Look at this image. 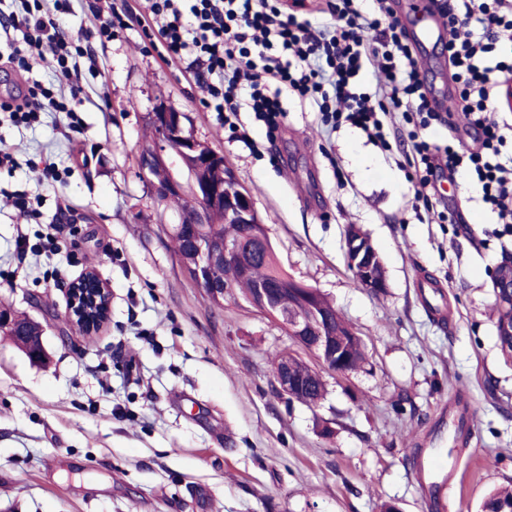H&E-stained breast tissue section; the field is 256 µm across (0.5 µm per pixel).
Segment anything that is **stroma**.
Returning a JSON list of instances; mask_svg holds the SVG:
<instances>
[{"label":"stroma","mask_w":512,"mask_h":512,"mask_svg":"<svg viewBox=\"0 0 512 512\" xmlns=\"http://www.w3.org/2000/svg\"><path fill=\"white\" fill-rule=\"evenodd\" d=\"M126 2L125 28L95 48L76 130L52 112L30 126L0 114V137L18 146L16 168L0 170V309L39 323L46 352L32 361L0 333V512H479L512 481V364L492 316V275L512 257V236H496L480 186L461 172L443 181L457 221L427 224L402 156L350 126L331 129L310 106L287 102L273 138L247 111L228 127L144 37L138 0ZM412 47L429 57L426 85L448 100L446 125L428 136L475 146L443 43ZM162 100L251 191L282 268L362 338L363 368L323 371L318 406L277 388L271 354L300 351L285 328L238 290L211 302L183 268L173 209L136 166ZM47 163L59 181L41 180ZM18 192L37 199L39 218H18ZM62 200L71 230L58 253L19 257L17 236L50 233ZM475 212L482 223H469ZM352 224L383 260V294L353 283ZM89 269L112 304L103 327L81 336L67 293ZM424 279L439 285L445 319ZM458 396L470 405L464 445L446 421ZM427 465L453 476L434 508L416 475Z\"/></svg>","instance_id":"obj_1"}]
</instances>
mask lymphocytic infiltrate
Returning <instances> with one entry per match:
<instances>
[{
    "mask_svg": "<svg viewBox=\"0 0 512 512\" xmlns=\"http://www.w3.org/2000/svg\"><path fill=\"white\" fill-rule=\"evenodd\" d=\"M362 13L356 0H334L332 20L281 17L269 0H143V33L157 39L160 54L196 74L202 106L210 112L237 114L246 109L276 132L284 116L282 93L314 104L324 123L347 122L397 150L416 176L415 198L429 221L448 222L428 193L436 171L467 170L482 187V200L512 233V166L501 160L506 137L488 108L491 86L512 74V63L495 60L498 28H512V0H458L447 11L448 28L467 27L462 40L448 41L460 96L481 135L479 150L441 144L425 136L441 115L430 105L399 20L389 0H374ZM96 19L90 31L73 36L60 20L70 0H9L0 8V64L27 68L28 59L51 50L58 86L31 90L22 100L1 102L0 112L14 123L32 124L40 113H64L76 127L84 103L83 59L91 58L92 39L111 40L122 18L110 0H93ZM378 68L388 93L361 91V73Z\"/></svg>",
    "mask_w": 512,
    "mask_h": 512,
    "instance_id": "1",
    "label": "lymphocytic infiltrate"
}]
</instances>
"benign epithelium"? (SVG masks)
Listing matches in <instances>:
<instances>
[{
	"instance_id": "benign-epithelium-1",
	"label": "benign epithelium",
	"mask_w": 512,
	"mask_h": 512,
	"mask_svg": "<svg viewBox=\"0 0 512 512\" xmlns=\"http://www.w3.org/2000/svg\"><path fill=\"white\" fill-rule=\"evenodd\" d=\"M150 125L157 138L154 146L140 152L137 159L139 172L148 180L153 195L160 201L176 196H192L199 202L198 216L189 221L179 219L175 232L187 243V251L194 261L185 264L193 281L211 296L221 299L224 290L210 278V269L224 266V272L232 275L247 273L249 256L242 248L259 223L250 191L242 188L237 193H224L225 185L210 178L209 171L217 166L224 168V180L236 181L224 157L198 139L184 134V113L158 102L150 113ZM164 167L169 177L157 181L152 170ZM184 171L182 178L178 171ZM232 221L243 228L235 240H224L204 233V225ZM349 268L360 286L368 291L383 292L387 282L376 277L375 267L380 262L377 250L359 234H348L346 240ZM249 302L261 312L278 319L289 335L304 349L313 353L328 370L346 373L343 350L330 331V319L323 311H314L313 319H305L295 312L284 309L277 301V289L260 285ZM111 306V293L94 270H88L74 280L68 289L67 318L76 333L93 334L107 320ZM305 360L295 354H284L275 371L279 391L294 399L302 392L306 371L298 368Z\"/></svg>"
}]
</instances>
